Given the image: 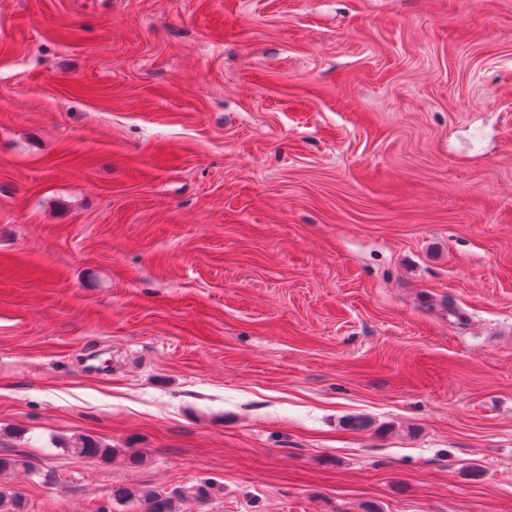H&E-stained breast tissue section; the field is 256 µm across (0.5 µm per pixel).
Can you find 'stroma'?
Returning a JSON list of instances; mask_svg holds the SVG:
<instances>
[{
	"label": "stroma",
	"instance_id": "stroma-1",
	"mask_svg": "<svg viewBox=\"0 0 512 512\" xmlns=\"http://www.w3.org/2000/svg\"><path fill=\"white\" fill-rule=\"evenodd\" d=\"M0 457L512 512V0H0ZM71 450L80 456L100 461H106L112 454V448L93 438H80Z\"/></svg>",
	"mask_w": 512,
	"mask_h": 512
}]
</instances>
